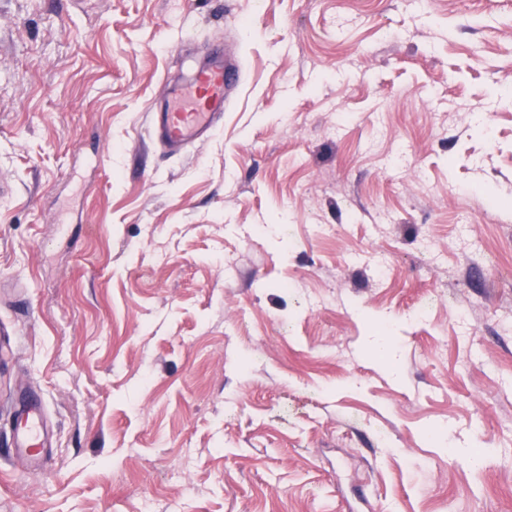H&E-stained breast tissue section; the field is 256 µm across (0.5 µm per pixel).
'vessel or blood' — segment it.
Returning <instances> with one entry per match:
<instances>
[{"instance_id":"1","label":"vessel or blood","mask_w":512,"mask_h":512,"mask_svg":"<svg viewBox=\"0 0 512 512\" xmlns=\"http://www.w3.org/2000/svg\"><path fill=\"white\" fill-rule=\"evenodd\" d=\"M241 79V64L224 52L211 53L192 78L171 86L151 114L152 140L167 152L177 154L206 139L223 116ZM14 419L15 446L28 463H37L45 445L40 400L18 395L9 402Z\"/></svg>"}]
</instances>
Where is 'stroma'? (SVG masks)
<instances>
[{
  "label": "stroma",
  "mask_w": 512,
  "mask_h": 512,
  "mask_svg": "<svg viewBox=\"0 0 512 512\" xmlns=\"http://www.w3.org/2000/svg\"><path fill=\"white\" fill-rule=\"evenodd\" d=\"M1 180L0 512H512V0H0ZM241 64L222 51L211 53L192 78L170 86L151 113V139L177 154L206 139L240 85ZM14 419L15 448L30 464L38 462L44 448L45 430L40 400L34 395H17L9 402Z\"/></svg>",
  "instance_id": "obj_1"
}]
</instances>
